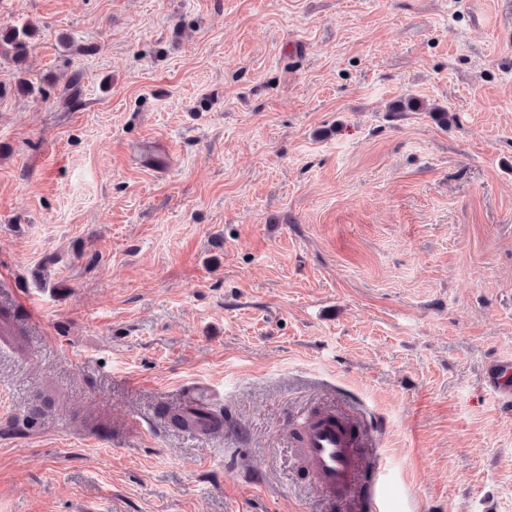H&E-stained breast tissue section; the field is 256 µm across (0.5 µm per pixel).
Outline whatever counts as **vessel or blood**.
Segmentation results:
<instances>
[{"mask_svg": "<svg viewBox=\"0 0 512 512\" xmlns=\"http://www.w3.org/2000/svg\"><path fill=\"white\" fill-rule=\"evenodd\" d=\"M220 387L196 382L186 389L191 405L219 399ZM369 439L360 429L333 413L310 418L298 441L296 454L316 477L322 491L351 512H386L387 470L377 459L362 454Z\"/></svg>", "mask_w": 512, "mask_h": 512, "instance_id": "obj_1", "label": "vessel or blood"}]
</instances>
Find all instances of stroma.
I'll use <instances>...</instances> for the list:
<instances>
[{
  "instance_id": "obj_1",
  "label": "stroma",
  "mask_w": 512,
  "mask_h": 512,
  "mask_svg": "<svg viewBox=\"0 0 512 512\" xmlns=\"http://www.w3.org/2000/svg\"><path fill=\"white\" fill-rule=\"evenodd\" d=\"M23 25L0 512H336L317 409L371 430L389 512H512V0H0ZM198 381L205 440L160 414ZM0 340L21 354L28 351L27 337L16 331L8 311H0ZM222 389L206 382H195L186 389L188 404L193 406L205 405L222 397Z\"/></svg>"
}]
</instances>
